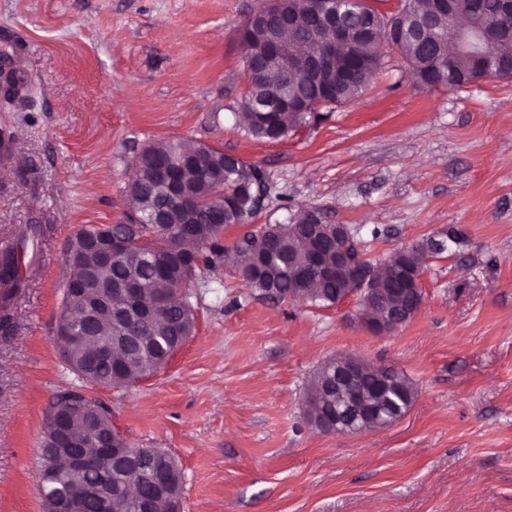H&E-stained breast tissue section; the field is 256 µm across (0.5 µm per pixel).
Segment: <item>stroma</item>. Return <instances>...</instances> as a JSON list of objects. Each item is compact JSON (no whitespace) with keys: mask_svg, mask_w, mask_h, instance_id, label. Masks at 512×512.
Instances as JSON below:
<instances>
[{"mask_svg":"<svg viewBox=\"0 0 512 512\" xmlns=\"http://www.w3.org/2000/svg\"><path fill=\"white\" fill-rule=\"evenodd\" d=\"M265 0H0L22 91L0 103V243L45 229L0 330V512H45V409L82 388L128 442L166 450L180 512H512V79L419 84L387 48L367 88L282 140L239 120L248 87L239 29ZM189 139L266 174V195L225 247L303 210L387 257L454 226L431 257L424 302L373 334L356 297L319 307L263 298L224 263L189 288L194 332L130 387L82 384L59 355L63 249L84 224H120L143 147ZM380 236H372V229ZM339 354L403 371L406 414L373 431L313 427L305 394Z\"/></svg>","mask_w":512,"mask_h":512,"instance_id":"obj_1","label":"stroma"}]
</instances>
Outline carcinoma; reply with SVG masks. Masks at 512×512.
I'll return each instance as SVG.
<instances>
[{"label":"carcinoma","mask_w":512,"mask_h":512,"mask_svg":"<svg viewBox=\"0 0 512 512\" xmlns=\"http://www.w3.org/2000/svg\"><path fill=\"white\" fill-rule=\"evenodd\" d=\"M480 2L479 11L471 15V23L482 33L488 51L498 53L507 45L505 36H512V13L501 10L498 0ZM313 5L314 0H282V7L297 19L296 27L285 31L283 39L295 43L304 38ZM365 20L370 23V28L353 49L357 60L354 74L339 80L336 72H324L319 83L330 87L327 93L318 92L319 83L310 81L303 73L290 68L285 74L278 64L267 62L263 46L252 43L244 48V56H253L258 70L242 102L244 122L252 136L278 141L306 122L309 113L295 109L268 112L264 123L257 122V113L252 108L264 106L281 86L283 78H288L290 99H315L324 107L346 104L362 92L380 67L381 30L389 22H397L403 30L395 43L396 49L417 70L429 66L431 47L426 41L411 35L410 31L429 23L446 37L454 26L448 18H437L431 14V0H405V7L391 16L381 14L368 0H361L351 23L359 26ZM473 69L472 58L457 53L436 69L434 79L450 87H462L467 84ZM160 159L180 170V204L170 202L167 194L148 177L149 170ZM133 164L136 176L125 187L128 206L141 210L152 206L167 209L170 223L115 225L112 231L128 243V252L112 265L108 276L115 282L123 279L130 267H135L141 281L142 301L157 308L159 314L134 323L129 330L115 324L112 316H104L96 328L88 330L84 324L82 301L74 298L67 308L72 327L85 336V342L72 348L65 360L70 369L83 364L101 345L112 343V355L97 358L92 364L91 375L86 377V380L103 386L127 387L152 377L164 368L193 332V310L187 300L190 283L202 271L212 270L222 263L224 227L239 224L241 218L253 214L251 210L240 218L224 214L204 199V188L221 173L224 174V190L227 192L236 190L245 177L256 178L262 186L266 184V176L259 167L243 160L233 166L226 153L218 148L208 146L199 151L181 141L168 140L149 145L136 154ZM43 234L42 225L28 224L20 228L15 247L0 252V329L11 324L8 313L11 300L24 287L19 255L26 253L28 243L39 244ZM270 240L278 243L277 252L256 266L250 278L252 288L261 296L279 301L301 297L330 307L356 293V285L327 272V267L335 263V240L324 236L321 256L314 257L312 236L300 222L266 224L258 232L240 238L236 250L242 271L249 270V260L264 252V246ZM441 253L443 250L434 245L416 244L411 246L409 260L424 264L428 257ZM368 265L374 268L380 287L392 289L385 296L387 304L409 310L415 303L423 301V291H409L402 295L397 292L401 283L392 279L391 273L371 261ZM124 335L152 339L158 343V350L145 354L135 343L121 341ZM397 377L401 381L402 396L394 400H380L379 410L399 418L412 404L415 391L407 376L399 372ZM73 396L71 391L59 394L49 407H58L72 415V428L79 435L112 433L110 417H92L89 408L73 406ZM307 396L310 410L318 413L322 421L329 423L342 416L340 398L336 395V384L328 365L321 364L315 370ZM114 439L116 463L96 448L90 439L71 449L74 456L96 458L95 466L89 469L75 470L59 459L41 453L39 493L45 498L80 493L83 495V512H102L103 491L112 500V512H142L139 507L141 500L152 503L153 512H174L180 500L183 477L173 457L165 461L155 456L150 448H131L118 432ZM160 467L168 468L169 493L165 497L156 492L150 479L152 472Z\"/></svg>","instance_id":"carcinoma-1"}]
</instances>
